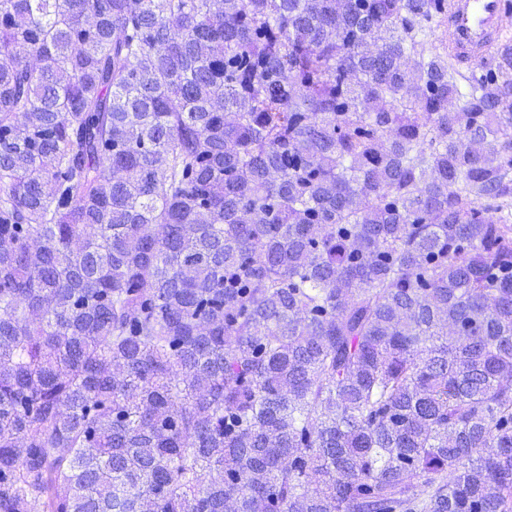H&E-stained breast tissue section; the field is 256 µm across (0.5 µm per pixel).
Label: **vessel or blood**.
I'll list each match as a JSON object with an SVG mask.
<instances>
[{
  "mask_svg": "<svg viewBox=\"0 0 512 512\" xmlns=\"http://www.w3.org/2000/svg\"><path fill=\"white\" fill-rule=\"evenodd\" d=\"M438 28L452 61L473 65L512 41V0H445Z\"/></svg>",
  "mask_w": 512,
  "mask_h": 512,
  "instance_id": "1",
  "label": "vessel or blood"
}]
</instances>
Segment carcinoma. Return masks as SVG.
Listing matches in <instances>:
<instances>
[{"mask_svg":"<svg viewBox=\"0 0 512 512\" xmlns=\"http://www.w3.org/2000/svg\"><path fill=\"white\" fill-rule=\"evenodd\" d=\"M440 2L0 0V512H512V47ZM441 17L437 29L445 38L439 46L463 72L512 40L509 0H446Z\"/></svg>","mask_w":512,"mask_h":512,"instance_id":"carcinoma-1","label":"carcinoma"}]
</instances>
